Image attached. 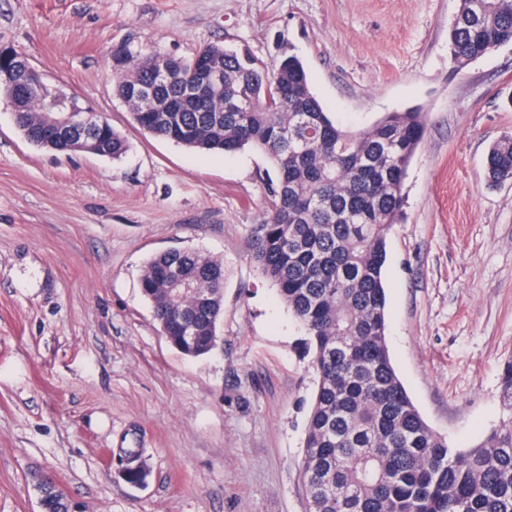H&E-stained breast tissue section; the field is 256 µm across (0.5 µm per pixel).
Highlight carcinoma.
Returning a JSON list of instances; mask_svg holds the SVG:
<instances>
[{"mask_svg":"<svg viewBox=\"0 0 512 512\" xmlns=\"http://www.w3.org/2000/svg\"><path fill=\"white\" fill-rule=\"evenodd\" d=\"M508 43L512 0H461L448 28L456 66ZM197 53L224 72L213 99L184 100L197 57L124 47L114 52L115 89L146 134L195 150L253 147L274 166L252 258L302 325V347L318 378L301 465L307 512H512V358L501 372L505 416L460 451L422 418L386 344V238L403 218V184L424 136V113L390 112L366 129L345 130L312 93L297 57L271 71L245 51L206 45ZM129 84L153 91L155 111L128 97ZM42 108L29 97L15 112L33 145L71 152L91 138L104 157L126 152L110 125L60 142L39 138ZM486 171L492 185L512 180V138L490 147ZM174 272L182 283L172 284ZM141 288L183 354L199 357L216 347L222 262L167 251L148 261ZM37 492L42 512H63L64 495L43 486Z\"/></svg>","mask_w":512,"mask_h":512,"instance_id":"cac0c4a2","label":"carcinoma"}]
</instances>
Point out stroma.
<instances>
[{
  "label": "stroma",
  "instance_id": "stroma-1",
  "mask_svg": "<svg viewBox=\"0 0 512 512\" xmlns=\"http://www.w3.org/2000/svg\"><path fill=\"white\" fill-rule=\"evenodd\" d=\"M460 0H0V49L104 115L121 158L32 145L0 97V512H40L51 477L80 512H305L316 376L304 330L251 258L270 161L144 134L114 91L113 51L218 44L268 68L298 56L342 128L426 115L387 235L386 341L427 424L480 443L512 356V182L485 157L512 136V43L464 68ZM191 250L224 263L220 340L200 358L163 334L140 280ZM148 470L135 487L121 449Z\"/></svg>",
  "mask_w": 512,
  "mask_h": 512
}]
</instances>
